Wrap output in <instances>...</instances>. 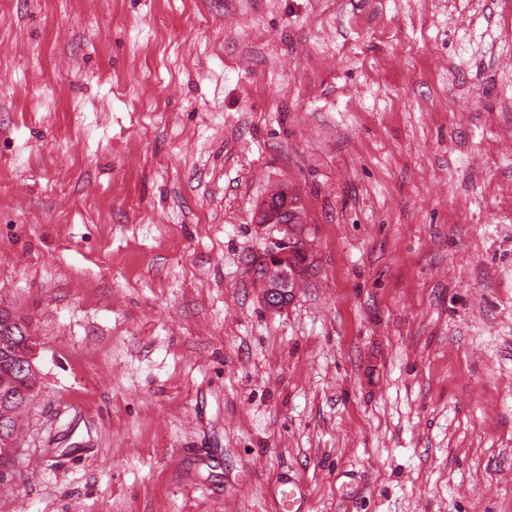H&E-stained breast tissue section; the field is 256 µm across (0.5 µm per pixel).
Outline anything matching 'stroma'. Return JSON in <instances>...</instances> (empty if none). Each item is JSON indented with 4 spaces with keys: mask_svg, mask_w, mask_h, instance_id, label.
<instances>
[{
    "mask_svg": "<svg viewBox=\"0 0 512 512\" xmlns=\"http://www.w3.org/2000/svg\"><path fill=\"white\" fill-rule=\"evenodd\" d=\"M509 132L512 0H0V512H512ZM297 207L298 205L292 201V197H289L287 192H276L255 207L253 221L261 227L288 230L291 224H303L299 216L296 217ZM288 218H290L289 221ZM302 226V225H301ZM296 226V234H286L285 238L275 239L274 245L266 249L251 260L252 269L263 268L264 276H256L257 288L262 291V301L270 311H276L286 305L276 306L272 303L274 297L288 299L286 291L281 288L287 278L292 277V272L287 268L289 260L293 257L294 250L302 241V227Z\"/></svg>",
    "mask_w": 512,
    "mask_h": 512,
    "instance_id": "35a3bbf8",
    "label": "stroma"
}]
</instances>
